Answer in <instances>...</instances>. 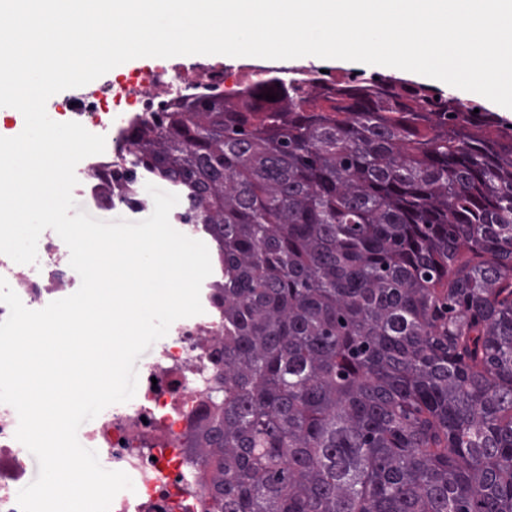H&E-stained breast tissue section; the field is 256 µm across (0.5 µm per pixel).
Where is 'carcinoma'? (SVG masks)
I'll use <instances>...</instances> for the list:
<instances>
[{
	"label": "carcinoma",
	"mask_w": 512,
	"mask_h": 512,
	"mask_svg": "<svg viewBox=\"0 0 512 512\" xmlns=\"http://www.w3.org/2000/svg\"><path fill=\"white\" fill-rule=\"evenodd\" d=\"M128 136L216 245L210 512H512V126L271 74Z\"/></svg>",
	"instance_id": "cac0c4a2"
}]
</instances>
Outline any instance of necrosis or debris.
Returning <instances> with one entry per match:
<instances>
[{"label":"necrosis or debris","instance_id":"necrosis-or-debris-1","mask_svg":"<svg viewBox=\"0 0 512 512\" xmlns=\"http://www.w3.org/2000/svg\"><path fill=\"white\" fill-rule=\"evenodd\" d=\"M263 72L224 69L223 65L171 68L155 65L134 79H119L102 86L97 97L75 102L69 92L56 94L54 104L70 110L75 122L104 136L102 154L80 161L73 197L80 209L97 219L111 213L136 215L152 208L148 197L128 202L109 189V172L128 167L135 152L128 135L130 121L149 118L152 111L198 88H239L258 82ZM36 268L14 263L0 255V276L23 304L32 310L67 297L80 286L70 267V252L52 231L39 238ZM202 314L173 322L162 344L153 351L139 374L134 397L97 419L83 433L82 446L98 453L103 468L124 471L132 490L119 492L111 512H206L208 495L202 466L185 448L202 416L215 402L216 380L224 374L223 320L211 307L209 290H202ZM18 415L0 404V512H20L17 495L32 482L35 463L22 452L15 437Z\"/></svg>","mask_w":512,"mask_h":512}]
</instances>
